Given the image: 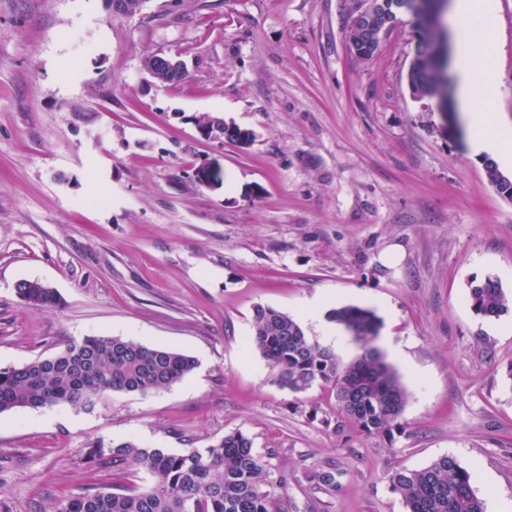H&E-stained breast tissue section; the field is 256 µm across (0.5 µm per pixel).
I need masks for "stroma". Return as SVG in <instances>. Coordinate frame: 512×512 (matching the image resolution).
<instances>
[{
	"label": "stroma",
	"mask_w": 512,
	"mask_h": 512,
	"mask_svg": "<svg viewBox=\"0 0 512 512\" xmlns=\"http://www.w3.org/2000/svg\"><path fill=\"white\" fill-rule=\"evenodd\" d=\"M359 0H0V368L114 336L194 357L169 389L0 414V512H53L61 492L150 483L92 472V440L179 452L239 430L289 512H405L398 467L448 455L485 512L512 501V307L476 315L469 284L492 276L512 300V200L488 182L456 85L448 113L407 84L415 36L401 15L371 60L345 34ZM495 100L512 123V0H495ZM188 78L148 85L154 54ZM249 128L239 148L203 139L192 116ZM215 163L223 185L192 178ZM397 262H387L388 254ZM22 280L56 290L34 308ZM372 309L408 399L403 431L366 435L321 387L280 389L252 345L256 305L306 318ZM336 471V484L311 476Z\"/></svg>",
	"instance_id": "1"
}]
</instances>
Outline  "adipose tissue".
Here are the masks:
<instances>
[{"label":"adipose tissue","instance_id":"ef3b65f1","mask_svg":"<svg viewBox=\"0 0 512 512\" xmlns=\"http://www.w3.org/2000/svg\"><path fill=\"white\" fill-rule=\"evenodd\" d=\"M493 14V0H455L450 22L456 31L459 99L473 131L474 148L506 162L512 160V126L493 122L490 113L473 107L475 97L491 100L498 93L497 74L489 63L494 45Z\"/></svg>","mask_w":512,"mask_h":512}]
</instances>
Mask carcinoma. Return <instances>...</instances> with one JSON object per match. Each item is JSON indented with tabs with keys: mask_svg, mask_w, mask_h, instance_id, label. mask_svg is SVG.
Segmentation results:
<instances>
[{
	"mask_svg": "<svg viewBox=\"0 0 512 512\" xmlns=\"http://www.w3.org/2000/svg\"><path fill=\"white\" fill-rule=\"evenodd\" d=\"M418 34L407 82L417 99L446 96L447 63L440 56L441 4L438 0H408ZM255 138L252 130L224 124V140L240 148ZM489 183L503 196L512 178L494 160L483 159ZM16 293L32 307H56L60 298L37 280L17 284ZM472 309L484 318L508 310L497 278L488 276L470 288ZM328 318L350 334L358 353L342 363L329 348L312 341L290 315L258 305L253 315V345L265 358L273 382L298 395L314 386L328 389L338 414L361 432L392 435L403 428L407 392L395 368L376 345L381 323L359 306L331 310ZM197 368L196 360L179 351L113 336H85L53 356L20 367L0 368V414L17 408L38 409L69 404L93 410L112 393L147 395L166 389ZM83 465L130 468L147 473L148 487H114L93 483L77 495L62 493L54 512H288V501L276 496L264 456L240 430L207 448L170 452L146 448L132 440L104 443L97 439L81 449ZM393 492L406 512H484L472 487L471 473L452 456L444 455L421 469L397 468L390 476Z\"/></svg>",
	"mask_w": 512,
	"mask_h": 512,
	"instance_id": "1",
	"label": "carcinoma"
}]
</instances>
